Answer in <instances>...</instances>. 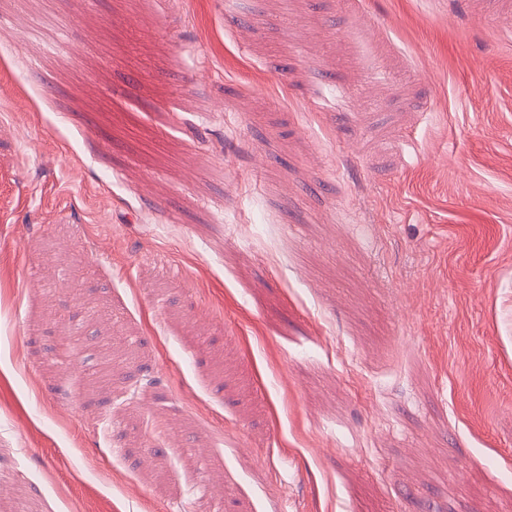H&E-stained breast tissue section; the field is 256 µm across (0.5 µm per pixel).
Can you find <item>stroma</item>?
Listing matches in <instances>:
<instances>
[{
    "label": "stroma",
    "mask_w": 512,
    "mask_h": 512,
    "mask_svg": "<svg viewBox=\"0 0 512 512\" xmlns=\"http://www.w3.org/2000/svg\"><path fill=\"white\" fill-rule=\"evenodd\" d=\"M202 480L512 512V0H0V512Z\"/></svg>",
    "instance_id": "stroma-1"
}]
</instances>
